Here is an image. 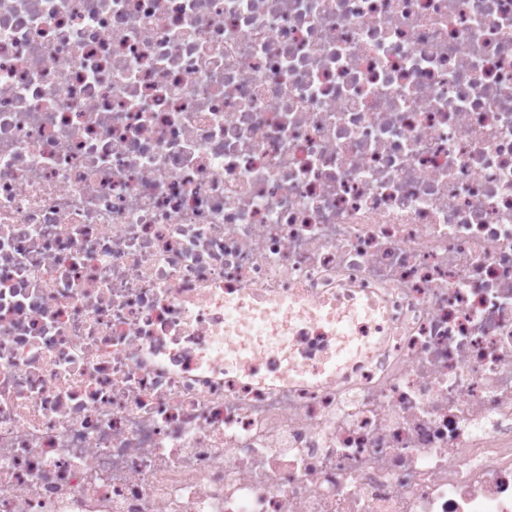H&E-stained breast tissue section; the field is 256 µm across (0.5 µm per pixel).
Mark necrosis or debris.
I'll return each mask as SVG.
<instances>
[{"instance_id": "obj_1", "label": "necrosis or debris", "mask_w": 512, "mask_h": 512, "mask_svg": "<svg viewBox=\"0 0 512 512\" xmlns=\"http://www.w3.org/2000/svg\"><path fill=\"white\" fill-rule=\"evenodd\" d=\"M0 512H512V0H0Z\"/></svg>"}]
</instances>
